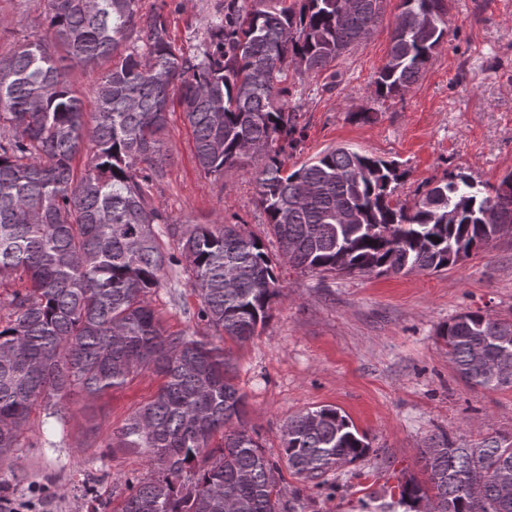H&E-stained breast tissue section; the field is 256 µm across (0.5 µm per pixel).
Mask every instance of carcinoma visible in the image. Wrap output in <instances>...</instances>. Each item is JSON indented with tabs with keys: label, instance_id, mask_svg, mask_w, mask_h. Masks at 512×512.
<instances>
[{
	"label": "carcinoma",
	"instance_id": "1",
	"mask_svg": "<svg viewBox=\"0 0 512 512\" xmlns=\"http://www.w3.org/2000/svg\"><path fill=\"white\" fill-rule=\"evenodd\" d=\"M222 0L205 44L174 46L169 16L141 0H37L51 32L0 54V279L17 275L0 321V460L21 447L32 406L72 387L90 398L142 368L164 379L121 429L144 448L156 476L129 487L118 512H295L281 501L279 461L244 422V396L224 348L163 329L145 302L172 266L185 263L220 336L250 340L277 298L275 264L257 237L222 220L197 224L170 253L169 223L151 188L166 175L162 135L180 109L205 176L256 169L258 203L288 262L316 274H408L457 265L512 232V171L496 185L446 173L408 206L394 199L404 177L393 161L347 147L291 172L281 156L298 144L286 71H326L365 44L384 0ZM449 0H402L389 59L374 81L380 97L420 78L448 29ZM105 67L85 119L74 67ZM92 144L83 169L75 162ZM442 336L461 379L512 387L488 362L512 355V319L467 311ZM281 459L306 481L366 458L365 434L331 406L287 421ZM222 443L211 446L216 433ZM427 474L368 496L361 512H512V441L477 446L442 433L419 449Z\"/></svg>",
	"mask_w": 512,
	"mask_h": 512
}]
</instances>
